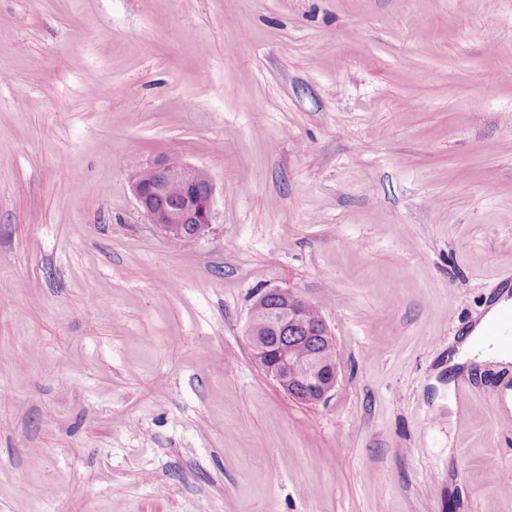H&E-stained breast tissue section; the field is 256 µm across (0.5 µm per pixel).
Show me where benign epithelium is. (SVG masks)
<instances>
[{
  "label": "benign epithelium",
  "mask_w": 512,
  "mask_h": 512,
  "mask_svg": "<svg viewBox=\"0 0 512 512\" xmlns=\"http://www.w3.org/2000/svg\"><path fill=\"white\" fill-rule=\"evenodd\" d=\"M173 184L183 192L169 201L168 188ZM132 189L141 213L168 239L183 235L188 225L192 226V237L197 238L212 224L214 187L208 174L198 167L183 161L174 164L164 156L140 168ZM308 306L309 302L288 290L267 289L255 300L252 315L269 312L268 328L276 339L260 337L252 321L247 335L256 358L288 394L295 397L303 393L306 402L317 404L326 401L336 386V362L316 355L298 359L288 346L292 331H301L314 340L334 342L327 326L306 321Z\"/></svg>",
  "instance_id": "1"
}]
</instances>
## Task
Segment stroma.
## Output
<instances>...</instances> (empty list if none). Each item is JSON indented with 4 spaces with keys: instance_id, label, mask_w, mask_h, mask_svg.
Wrapping results in <instances>:
<instances>
[{
    "instance_id": "obj_1",
    "label": "stroma",
    "mask_w": 512,
    "mask_h": 512,
    "mask_svg": "<svg viewBox=\"0 0 512 512\" xmlns=\"http://www.w3.org/2000/svg\"><path fill=\"white\" fill-rule=\"evenodd\" d=\"M214 185L171 243L133 161ZM269 288L327 402L255 358ZM512 0H0V512H512ZM271 302L273 305L268 307ZM308 306L309 302L291 291L267 289L253 304L247 335L256 358L288 394L297 398L298 394L305 393L304 402L317 404L326 401L336 386V362L325 361L316 355L296 358L288 346V334L301 331L314 341L325 339L328 343H335V340L326 323L321 326L306 321ZM261 311L269 312L267 326L276 336L274 342L271 338H261L254 330V318ZM512 309V299L508 298L505 292L496 302L491 304L484 316L473 326L471 335L463 344L462 351L453 356L448 363V368L458 366L462 367L466 362L477 365H507L512 362V346L497 342H491L485 339V329L487 325L498 318L506 309ZM512 332V311L503 315L497 322L491 323L486 329V334L490 338H501Z\"/></svg>"
}]
</instances>
